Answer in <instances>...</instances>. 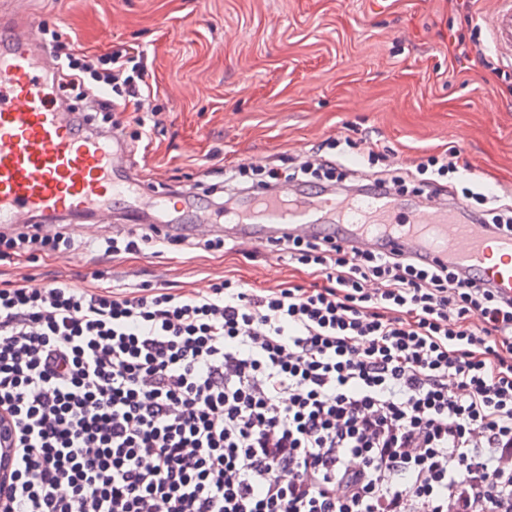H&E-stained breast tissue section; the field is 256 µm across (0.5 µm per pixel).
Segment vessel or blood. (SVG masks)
<instances>
[{
  "label": "vessel or blood",
  "mask_w": 512,
  "mask_h": 512,
  "mask_svg": "<svg viewBox=\"0 0 512 512\" xmlns=\"http://www.w3.org/2000/svg\"><path fill=\"white\" fill-rule=\"evenodd\" d=\"M483 21L494 52L512 67V0H489ZM50 53L32 12L0 5V224L40 214L84 225L118 205L125 223L150 222L168 236L178 222L171 211L177 200L194 213L197 230L224 221L243 248L331 235L349 247L423 255L512 296V233L466 221L451 195L422 218L406 215L392 193L342 200L329 190L286 185L248 195L220 216L194 191L156 193L138 177L134 153L119 135L86 124L77 106L49 92Z\"/></svg>",
  "instance_id": "b4317fda"
}]
</instances>
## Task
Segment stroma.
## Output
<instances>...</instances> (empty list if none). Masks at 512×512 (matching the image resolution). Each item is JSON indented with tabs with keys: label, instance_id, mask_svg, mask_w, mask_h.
<instances>
[{
	"label": "stroma",
	"instance_id": "stroma-1",
	"mask_svg": "<svg viewBox=\"0 0 512 512\" xmlns=\"http://www.w3.org/2000/svg\"><path fill=\"white\" fill-rule=\"evenodd\" d=\"M51 29L96 53L143 51L159 123L140 177L199 190L250 165L288 169L326 138L378 144L402 173L457 151L497 195L512 193V68H485L484 0H31ZM469 48L462 56L460 48ZM148 281L197 294L224 279L311 287L286 254L160 244L109 260L79 248L0 260V282Z\"/></svg>",
	"mask_w": 512,
	"mask_h": 512
}]
</instances>
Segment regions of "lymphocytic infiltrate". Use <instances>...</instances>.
Instances as JSON below:
<instances>
[{
    "instance_id": "1",
    "label": "lymphocytic infiltrate",
    "mask_w": 512,
    "mask_h": 512,
    "mask_svg": "<svg viewBox=\"0 0 512 512\" xmlns=\"http://www.w3.org/2000/svg\"><path fill=\"white\" fill-rule=\"evenodd\" d=\"M58 87L157 115L143 55L42 27ZM266 186L345 180L330 150ZM0 233L8 251L71 249ZM310 288L0 286L11 512H512V297L396 253L284 242Z\"/></svg>"
}]
</instances>
